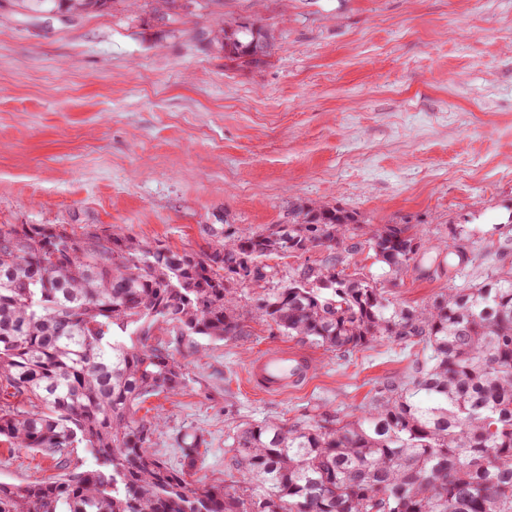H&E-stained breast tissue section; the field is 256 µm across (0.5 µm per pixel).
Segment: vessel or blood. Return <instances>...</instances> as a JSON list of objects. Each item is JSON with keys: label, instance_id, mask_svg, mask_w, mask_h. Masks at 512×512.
<instances>
[{"label": "vessel or blood", "instance_id": "vessel-or-blood-1", "mask_svg": "<svg viewBox=\"0 0 512 512\" xmlns=\"http://www.w3.org/2000/svg\"><path fill=\"white\" fill-rule=\"evenodd\" d=\"M310 375L306 356L283 346L266 349L248 367L251 385L269 396H279L303 385Z\"/></svg>", "mask_w": 512, "mask_h": 512}]
</instances>
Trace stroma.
I'll use <instances>...</instances> for the list:
<instances>
[{
    "label": "stroma",
    "instance_id": "1",
    "mask_svg": "<svg viewBox=\"0 0 512 512\" xmlns=\"http://www.w3.org/2000/svg\"><path fill=\"white\" fill-rule=\"evenodd\" d=\"M154 0L66 20L0 0V224L121 227L201 254L224 225L288 221L303 200L424 230L421 266L390 285L398 305L482 280L483 246L512 235V0H196L173 24ZM261 21L266 62L228 66L208 43ZM472 261L444 265L448 227ZM248 334L181 349L190 381L150 399L153 450L173 467L184 438L205 445L194 481L247 483L226 438L242 423L360 414L413 357L383 339L343 359L250 318ZM272 345L310 352L308 381L250 391V359ZM40 451L0 442V481L55 476Z\"/></svg>",
    "mask_w": 512,
    "mask_h": 512
}]
</instances>
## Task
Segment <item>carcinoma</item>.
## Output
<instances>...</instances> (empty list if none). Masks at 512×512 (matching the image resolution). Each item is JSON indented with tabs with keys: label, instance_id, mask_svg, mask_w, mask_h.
I'll list each match as a JSON object with an SVG mask.
<instances>
[{
	"label": "carcinoma",
	"instance_id": "obj_1",
	"mask_svg": "<svg viewBox=\"0 0 512 512\" xmlns=\"http://www.w3.org/2000/svg\"><path fill=\"white\" fill-rule=\"evenodd\" d=\"M20 2L76 17L115 0ZM160 2L154 19L165 23L195 0ZM212 42L251 65L272 47L255 22L221 27ZM361 224L356 212L300 201L288 223L227 227L202 255L114 227L0 224V441L39 449L59 470L51 481H0V512H512V268L397 306L351 267ZM367 243L393 283L423 249L408 224H383ZM316 251L320 260L271 279L266 259ZM469 261L465 246L448 247V267ZM242 284L252 290L244 305ZM249 314L343 357L382 338L418 351L354 420L333 411L233 431V465L256 487L194 484L151 452L160 419L136 414L186 387L176 358L185 341L235 339ZM203 445H182L188 467ZM74 448L94 467L71 464Z\"/></svg>",
	"mask_w": 512,
	"mask_h": 512
}]
</instances>
